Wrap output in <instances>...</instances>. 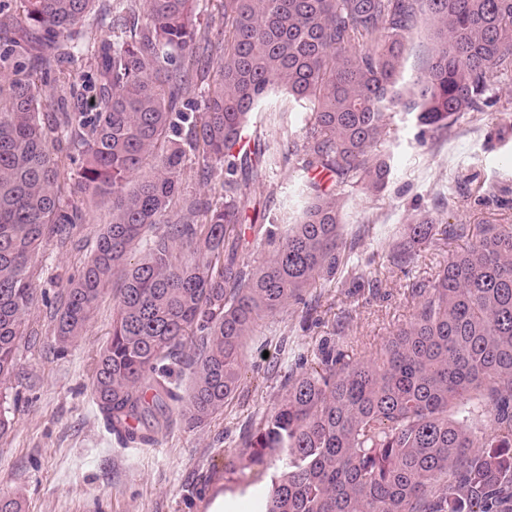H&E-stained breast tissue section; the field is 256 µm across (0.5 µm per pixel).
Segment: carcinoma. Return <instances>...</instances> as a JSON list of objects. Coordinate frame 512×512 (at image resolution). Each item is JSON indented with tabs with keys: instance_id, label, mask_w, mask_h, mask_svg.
I'll return each mask as SVG.
<instances>
[{
	"instance_id": "carcinoma-1",
	"label": "carcinoma",
	"mask_w": 512,
	"mask_h": 512,
	"mask_svg": "<svg viewBox=\"0 0 512 512\" xmlns=\"http://www.w3.org/2000/svg\"><path fill=\"white\" fill-rule=\"evenodd\" d=\"M193 2L146 0L142 11L137 0H112L123 38L90 46L77 26L95 0H0V436L35 300L31 261L47 239L66 243L83 208L109 201L112 221L54 310L55 336L67 349L111 279L122 281L91 396L123 444L154 446L224 408L259 320L335 278L347 248L342 198L386 189L379 146L394 114L414 115L423 138L439 136L496 106L494 75H512V0H224L210 81L209 70L194 72L212 42ZM21 20L29 32L14 39ZM422 20L431 47L408 89L402 63ZM76 57L93 61L81 85L88 112L68 106L75 85L63 64ZM198 81L208 86L201 112L191 97ZM278 92L307 110L284 159L328 181L306 185V206L283 231L265 230L272 255L251 265L238 259L239 226L265 219L251 185L276 138L250 118ZM189 154L220 177L224 202L182 193ZM150 158V174L138 176ZM68 162L79 163L81 194L70 206ZM436 224L431 214L411 221L392 263H414L413 245ZM149 231L144 256L128 266ZM414 296L409 322L378 356L322 349L317 366L284 376L280 400L240 436L225 473L276 466L258 512H512V226L481 227ZM176 366L189 371L183 390Z\"/></svg>"
}]
</instances>
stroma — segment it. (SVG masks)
Returning <instances> with one entry per match:
<instances>
[{"instance_id": "35a3bbf8", "label": "stroma", "mask_w": 512, "mask_h": 512, "mask_svg": "<svg viewBox=\"0 0 512 512\" xmlns=\"http://www.w3.org/2000/svg\"><path fill=\"white\" fill-rule=\"evenodd\" d=\"M305 117L280 96L255 112L253 122L278 128L288 140L301 135ZM390 128L380 147L390 159L389 184L377 196L355 190L345 197V263L335 279L310 288L312 314L291 304L262 320L244 341L242 381L223 410L154 446L110 441L90 399L117 283L109 284L67 352L57 350L50 317L69 278L91 259L109 208L84 210L67 246L48 240L31 268L37 302L8 390L12 426L0 437V494L21 495L26 512H254L264 478L248 469L225 473L224 464L243 429L277 402L284 373L301 371L334 346L358 358L374 356L409 320L417 284L472 243L480 225L512 224V112L465 114L447 135L426 141L413 116L395 114ZM308 179L293 162L266 171L254 189L269 218L279 224L298 209ZM424 212L447 233L418 245L414 264L401 271L390 256L403 244L406 224Z\"/></svg>"}]
</instances>
